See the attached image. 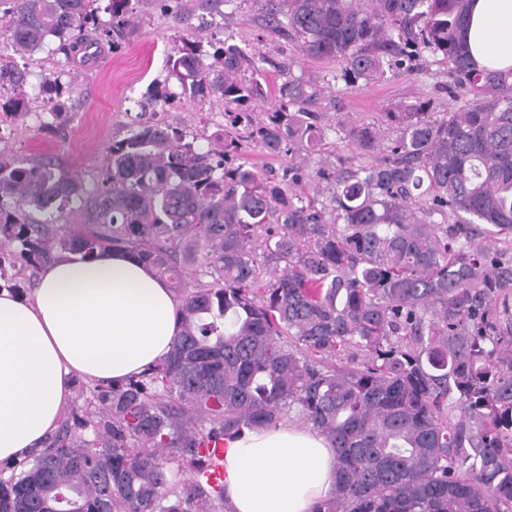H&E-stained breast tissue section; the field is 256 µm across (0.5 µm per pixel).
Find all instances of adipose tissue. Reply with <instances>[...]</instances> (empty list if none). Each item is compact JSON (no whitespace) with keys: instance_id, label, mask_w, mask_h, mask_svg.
Segmentation results:
<instances>
[{"instance_id":"ef3b65f1","label":"adipose tissue","mask_w":512,"mask_h":512,"mask_svg":"<svg viewBox=\"0 0 512 512\" xmlns=\"http://www.w3.org/2000/svg\"><path fill=\"white\" fill-rule=\"evenodd\" d=\"M480 70H512V0H472L463 31ZM179 301L120 250L47 264L29 297L0 290V462L42 447L73 401L72 380L116 383L164 361ZM231 512H314L336 481L317 431L285 422L224 442Z\"/></svg>"}]
</instances>
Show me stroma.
Returning <instances> with one entry per match:
<instances>
[{"instance_id":"35a3bbf8","label":"stroma","mask_w":512,"mask_h":512,"mask_svg":"<svg viewBox=\"0 0 512 512\" xmlns=\"http://www.w3.org/2000/svg\"><path fill=\"white\" fill-rule=\"evenodd\" d=\"M190 8V20L182 21L175 9L161 8L158 0H131L133 23L114 45L103 46L95 64L70 66L55 43L27 56L0 49V60L11 61L26 74L28 87H38L50 73L64 71L63 98L67 116L56 127L45 129L41 118L50 104L36 99L27 116L18 118L0 108V129L7 131L4 144L15 160L53 158L75 172L86 186L100 183L107 168L105 146L123 138L141 110L150 85L180 84L168 65V54L181 40L207 42L218 36L238 44L260 69L269 86L282 80L283 66H291L316 91L306 104L329 123L380 122L383 113L426 99L435 112L454 110L458 99L472 98L470 88L457 89L455 96L438 91L444 81L446 62L427 58L415 71L386 74L375 80H359L345 86L336 79L335 62L299 53L294 40L266 30L262 16L264 0H182ZM158 119L193 133L199 145L215 143L224 133V105L183 97L160 108Z\"/></svg>"}]
</instances>
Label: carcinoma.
<instances>
[{
	"mask_svg": "<svg viewBox=\"0 0 512 512\" xmlns=\"http://www.w3.org/2000/svg\"><path fill=\"white\" fill-rule=\"evenodd\" d=\"M98 2L0 0V35L17 54L54 39L66 59H92L131 20L130 0ZM469 8L265 0L267 27L336 62L347 86L431 55L451 64L448 92L477 89L440 118L429 101L385 113L387 141L306 111L313 87L288 68L259 118L266 82L244 75V51L185 42L168 63L183 92L224 102L218 146L140 112L92 189L51 159L0 155V281L118 249L181 301L167 359L94 386L0 480V512H226L213 446L293 410L336 449L337 482L314 512H512V71L473 67ZM23 83L0 66L19 116ZM173 97L155 86L147 106ZM329 131L369 160L322 157ZM245 144L281 168L240 161ZM308 182L321 200L297 193ZM69 206L85 227L56 224ZM187 265L202 277L191 289Z\"/></svg>",
	"mask_w": 512,
	"mask_h": 512,
	"instance_id": "carcinoma-1",
	"label": "carcinoma"
}]
</instances>
